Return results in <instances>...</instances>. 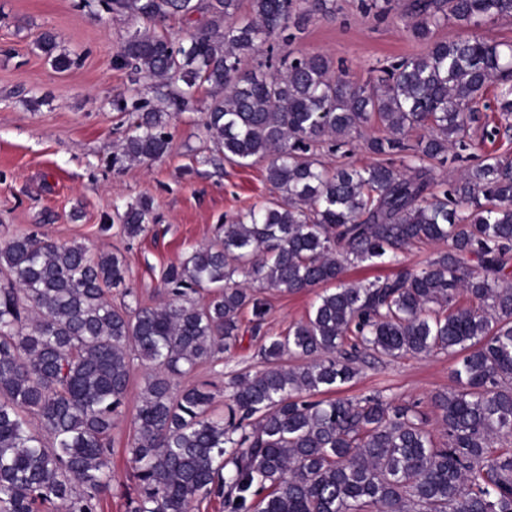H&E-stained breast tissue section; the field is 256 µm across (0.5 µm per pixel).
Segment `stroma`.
Wrapping results in <instances>:
<instances>
[{"mask_svg":"<svg viewBox=\"0 0 512 512\" xmlns=\"http://www.w3.org/2000/svg\"><path fill=\"white\" fill-rule=\"evenodd\" d=\"M77 3L0 0V241L37 232L59 243H81L94 253H121L129 268L128 288L141 304L156 306L166 299L161 277L168 265L213 243L218 225L266 205L275 193L264 160L247 166L211 162L198 111L170 118L171 149L162 159L114 165L128 120L112 101L129 85L115 55L133 25L102 6L88 11ZM407 4L388 0V14L378 20L360 10V0H334V11L315 14L291 50L324 55L335 73L364 82L372 68L422 51L405 24ZM46 31L56 36L55 53L73 59L70 69L56 70L51 57L37 48ZM498 91L489 85L479 104L480 120L470 131L478 160L512 157V135L500 133L492 141L483 137L485 127H512V115L503 116L496 108ZM144 197L153 201L157 220L145 234L127 239L115 211ZM439 250L436 244L412 247L400 254L398 265L358 264L349 267L346 279L367 283L390 276L398 268L423 265ZM264 296L270 310L263 336H281L306 318L316 294L268 290ZM260 344V338L244 336L240 347L219 363H202L174 378V389L196 385L211 391V413L223 416L225 383L236 374L265 369ZM458 361L443 351L392 361L367 357L359 362L355 379L337 394H378L428 413L432 397L452 386ZM132 364L126 403L112 430L113 482L102 495L103 512H127V496L134 489L128 479L129 448L137 434L145 369L140 359Z\"/></svg>","mask_w":512,"mask_h":512,"instance_id":"1","label":"stroma"}]
</instances>
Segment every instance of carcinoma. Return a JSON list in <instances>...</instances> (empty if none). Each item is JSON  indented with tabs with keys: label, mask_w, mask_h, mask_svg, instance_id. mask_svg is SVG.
Returning <instances> with one entry per match:
<instances>
[{
	"label": "carcinoma",
	"mask_w": 512,
	"mask_h": 512,
	"mask_svg": "<svg viewBox=\"0 0 512 512\" xmlns=\"http://www.w3.org/2000/svg\"><path fill=\"white\" fill-rule=\"evenodd\" d=\"M328 2L250 0L253 18L240 19L239 0H105L144 26L115 56L133 88L113 100L132 117L114 163L164 157V117L200 109L206 85L213 151L240 166L267 160L281 201L221 225L214 243L168 266L169 299L155 307L112 306L107 294L128 276L114 253L93 257L35 233L0 241V512H101L131 344L149 372L128 512H190L213 500L225 512H512V450L492 451L512 435V160L491 156L452 182L436 181L432 167L450 150L464 160L489 84L512 113V43L434 32L449 19L512 21V0H412L408 28L427 51L374 68L363 84L332 75L322 55L283 53ZM195 15L205 21L184 39L156 30ZM261 48L267 72H241ZM142 78L156 81L157 104L140 97ZM371 126L370 164L319 160L323 145L337 152ZM414 130L423 134L413 142ZM117 219L135 239L154 222L153 203ZM433 243L448 248L419 268L364 285L345 279L352 264ZM322 285L305 320L264 341L267 367L230 379L224 417L209 413L208 391L172 392L170 377L241 342L244 312L260 332L264 290ZM438 350L461 355L455 386L432 399L439 444L410 406L311 400L350 383L362 353ZM286 354L301 363L280 364Z\"/></svg>",
	"instance_id": "1"
}]
</instances>
